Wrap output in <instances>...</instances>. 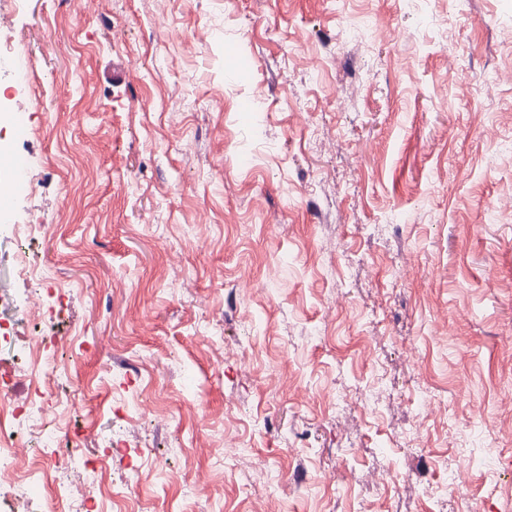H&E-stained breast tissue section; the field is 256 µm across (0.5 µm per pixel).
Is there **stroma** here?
I'll return each instance as SVG.
<instances>
[{
    "mask_svg": "<svg viewBox=\"0 0 512 512\" xmlns=\"http://www.w3.org/2000/svg\"><path fill=\"white\" fill-rule=\"evenodd\" d=\"M0 16L35 75L0 71V398L51 337L76 441L17 423L19 467L106 457L139 512H512V0Z\"/></svg>",
    "mask_w": 512,
    "mask_h": 512,
    "instance_id": "1",
    "label": "stroma"
}]
</instances>
